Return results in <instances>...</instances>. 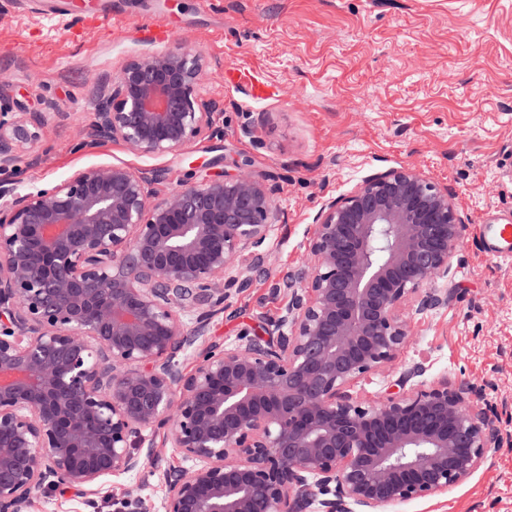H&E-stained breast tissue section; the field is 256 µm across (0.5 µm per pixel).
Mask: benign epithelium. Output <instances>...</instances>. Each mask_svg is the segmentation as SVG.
<instances>
[{
    "mask_svg": "<svg viewBox=\"0 0 512 512\" xmlns=\"http://www.w3.org/2000/svg\"><path fill=\"white\" fill-rule=\"evenodd\" d=\"M202 77L183 48L125 63L81 146L153 156L216 134ZM43 119L0 111V512H98L125 474L159 475L164 497L112 512H385L503 448L469 387L413 384L420 366L378 401L350 392L405 348L406 302L448 304L428 284L461 243L453 192L393 168L328 202L271 328L226 343L209 325L263 270L275 186L224 174L160 197V173L109 164L22 192L1 175ZM167 446L181 464L161 469Z\"/></svg>",
    "mask_w": 512,
    "mask_h": 512,
    "instance_id": "obj_1",
    "label": "benign epithelium"
}]
</instances>
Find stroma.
Masks as SVG:
<instances>
[{
    "instance_id": "obj_1",
    "label": "stroma",
    "mask_w": 512,
    "mask_h": 512,
    "mask_svg": "<svg viewBox=\"0 0 512 512\" xmlns=\"http://www.w3.org/2000/svg\"><path fill=\"white\" fill-rule=\"evenodd\" d=\"M83 20H52V0H0V109L41 112L40 138L12 178L27 190L77 171L123 164L161 171L165 194L248 163L275 185L278 218L265 273L233 292L211 336L260 331L287 303L273 285L306 255L328 200L369 176L410 168L448 187L465 220L450 261L447 306L407 307L399 357L355 384L384 397L421 365V382L474 385L512 435V263L484 251L477 228L512 219V0H76ZM168 21L158 41L139 21ZM201 52L202 99L221 109L220 136L182 151L139 154L120 142L82 147L83 130L125 63L174 47ZM260 76L264 99L224 83L225 68ZM390 512H512V447L463 484Z\"/></svg>"
}]
</instances>
